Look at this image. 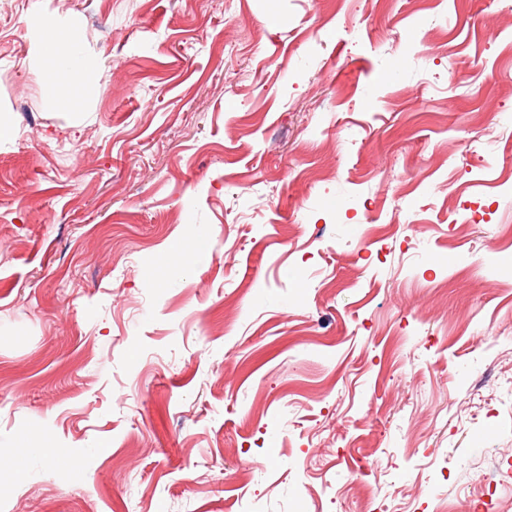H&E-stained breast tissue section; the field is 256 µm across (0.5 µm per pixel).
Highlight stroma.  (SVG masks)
Segmentation results:
<instances>
[{
  "instance_id": "35a3bbf8",
  "label": "stroma",
  "mask_w": 512,
  "mask_h": 512,
  "mask_svg": "<svg viewBox=\"0 0 512 512\" xmlns=\"http://www.w3.org/2000/svg\"><path fill=\"white\" fill-rule=\"evenodd\" d=\"M1 117L0 512H512V0H0ZM54 34L55 36L41 39V49L44 54L55 60L54 74H64L67 77L63 85L47 83L46 87L51 98L61 103L67 96L73 97L74 87L93 71L94 63L85 59L72 44Z\"/></svg>"
}]
</instances>
